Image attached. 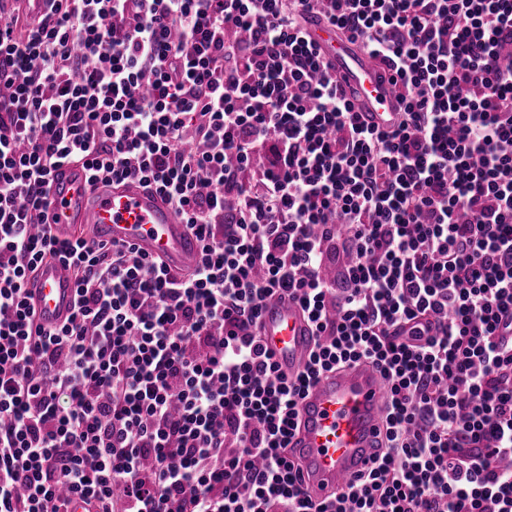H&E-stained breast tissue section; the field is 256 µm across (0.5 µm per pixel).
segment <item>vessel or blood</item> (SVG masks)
I'll return each instance as SVG.
<instances>
[{
    "label": "vessel or blood",
    "mask_w": 512,
    "mask_h": 512,
    "mask_svg": "<svg viewBox=\"0 0 512 512\" xmlns=\"http://www.w3.org/2000/svg\"><path fill=\"white\" fill-rule=\"evenodd\" d=\"M308 32L335 65L344 97L367 113L370 123L391 125L399 110L397 91L379 62L320 21H310ZM51 201L48 221L59 239L85 233L96 240L131 244L178 273L198 265L197 240L181 216L138 180L93 187L81 168L66 166L55 178ZM26 286L38 322L61 325L73 301L68 269L58 262L43 263ZM261 334L282 371L292 374L303 366L312 329L297 305L268 303ZM383 396L380 374L359 363L323 375L299 400L297 428L289 445L301 462L312 500H326L370 466L383 436Z\"/></svg>",
    "instance_id": "vessel-or-blood-1"
}]
</instances>
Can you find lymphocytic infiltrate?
Wrapping results in <instances>:
<instances>
[{
  "label": "lymphocytic infiltrate",
  "instance_id": "1",
  "mask_svg": "<svg viewBox=\"0 0 512 512\" xmlns=\"http://www.w3.org/2000/svg\"><path fill=\"white\" fill-rule=\"evenodd\" d=\"M378 60L367 124L310 40ZM154 187L189 274L58 240L54 173ZM67 264L46 330L25 282ZM297 304L293 375L260 334ZM384 377V441L332 499L288 438L325 373ZM512 512V0H54L0 10V512ZM261 335L280 369L288 375L295 373L307 360L312 345V329L294 303H268L261 317Z\"/></svg>",
  "mask_w": 512,
  "mask_h": 512
}]
</instances>
